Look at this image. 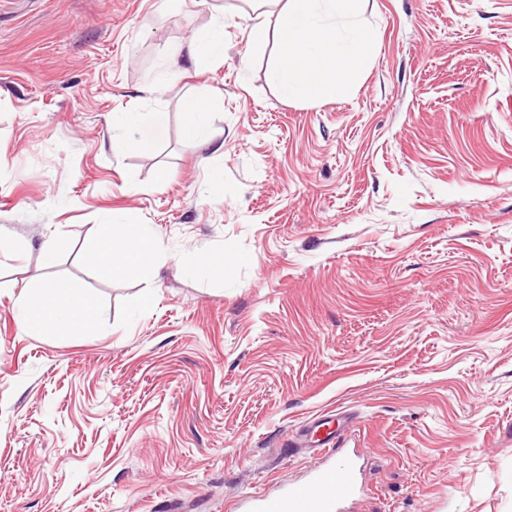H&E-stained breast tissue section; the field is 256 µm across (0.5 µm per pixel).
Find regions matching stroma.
Segmentation results:
<instances>
[{"instance_id": "35a3bbf8", "label": "stroma", "mask_w": 512, "mask_h": 512, "mask_svg": "<svg viewBox=\"0 0 512 512\" xmlns=\"http://www.w3.org/2000/svg\"><path fill=\"white\" fill-rule=\"evenodd\" d=\"M239 7L0 0V512H255L340 411L352 512H512V0H362L370 62L313 103ZM216 9L223 63L168 77ZM190 94L222 157L183 140ZM136 109L164 119L131 155ZM130 210L161 260L114 278L88 248ZM49 282L97 332L23 330ZM162 112H119L112 115V129L117 133L119 146L128 154L144 153L150 144L140 135L130 133L146 124L156 123ZM340 420L341 422L335 430L332 432H327L325 436L319 438L317 434L321 428H323V426L320 424L322 419H313L308 424L304 434L305 446L312 448L313 451H323L334 446V439L336 438V435L339 433L341 428H344L347 425L349 417L347 415L341 414Z\"/></svg>"}]
</instances>
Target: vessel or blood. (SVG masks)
<instances>
[{
    "instance_id": "b4317fda",
    "label": "vessel or blood",
    "mask_w": 512,
    "mask_h": 512,
    "mask_svg": "<svg viewBox=\"0 0 512 512\" xmlns=\"http://www.w3.org/2000/svg\"><path fill=\"white\" fill-rule=\"evenodd\" d=\"M334 439V433H322L316 419L308 424L304 434L305 445L315 451L332 447ZM356 487L353 463L323 467L292 484L286 494L262 499L259 512H343L344 503Z\"/></svg>"
}]
</instances>
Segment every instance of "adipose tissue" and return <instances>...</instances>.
Here are the masks:
<instances>
[{
	"mask_svg": "<svg viewBox=\"0 0 512 512\" xmlns=\"http://www.w3.org/2000/svg\"><path fill=\"white\" fill-rule=\"evenodd\" d=\"M256 18H274L279 32L278 63L269 81L283 98L319 101L331 97L337 88L351 82L369 62L368 34L359 22L360 0H248ZM344 20L352 29L349 42L336 38V22ZM189 56L198 64L224 60V14L215 12L209 27L187 47H173L171 63ZM188 119L183 128L187 143L209 147L212 154L224 150L222 134L211 121L207 99L185 100ZM156 112H119L112 116L123 152H146L150 144L139 129L155 123ZM91 258L107 273L133 275L154 267L158 242L148 225L139 223L135 212L103 224L101 239L91 244ZM20 320L32 336H75L94 332L97 310L93 298L80 289L54 283L40 284L24 295Z\"/></svg>",
	"mask_w": 512,
	"mask_h": 512,
	"instance_id": "1",
	"label": "adipose tissue"
}]
</instances>
